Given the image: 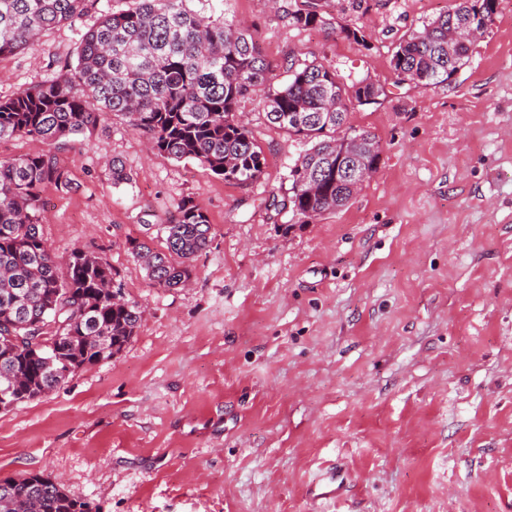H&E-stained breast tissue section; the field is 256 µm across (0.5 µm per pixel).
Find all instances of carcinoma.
I'll list each match as a JSON object with an SVG mask.
<instances>
[{
  "mask_svg": "<svg viewBox=\"0 0 512 512\" xmlns=\"http://www.w3.org/2000/svg\"><path fill=\"white\" fill-rule=\"evenodd\" d=\"M0 0V58L21 51L44 31L73 27L76 62L0 100V140L32 138L58 149L105 117L147 138L152 152L194 160L238 184L263 175L266 157L236 116L239 102L261 98L268 122L308 145L290 169V208L301 224L348 204L359 185L342 171L357 163L378 169L376 137L350 125L355 109L379 104L384 89L368 80L347 84L317 59L288 64L277 78L250 30L224 15L188 7L190 0ZM330 0L282 9L296 28L331 25ZM499 0H460L396 46L397 83L444 84L465 66L473 39L484 33ZM93 17L92 23L83 18ZM82 25L75 26L76 22ZM112 184L131 181L123 162H109ZM72 188L69 171L48 150L0 159V411L33 401L78 371L119 355L143 316L124 297L117 269L76 248L59 265L41 232L42 192ZM165 250L128 241L148 279L160 288L186 286L194 258L210 242L211 222L191 199L161 227ZM22 338L18 347L11 337ZM0 512H91L41 474L0 479Z\"/></svg>",
  "mask_w": 512,
  "mask_h": 512,
  "instance_id": "cac0c4a2",
  "label": "carcinoma"
}]
</instances>
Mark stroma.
Listing matches in <instances>:
<instances>
[{
    "label": "stroma",
    "instance_id": "35a3bbf8",
    "mask_svg": "<svg viewBox=\"0 0 512 512\" xmlns=\"http://www.w3.org/2000/svg\"><path fill=\"white\" fill-rule=\"evenodd\" d=\"M451 4L335 0L359 45L226 0L277 71L315 59L385 90L350 118L376 173L308 224L272 204L305 145L255 96L238 113L267 163L248 185L108 121L59 150L72 188L42 194L48 246L104 257L144 314L121 354L0 412V479L61 480L92 512H512V0L447 85L390 65ZM74 60L69 27L45 32L0 59V100ZM187 198L213 238L186 287L159 288L127 242L161 246Z\"/></svg>",
    "mask_w": 512,
    "mask_h": 512
}]
</instances>
